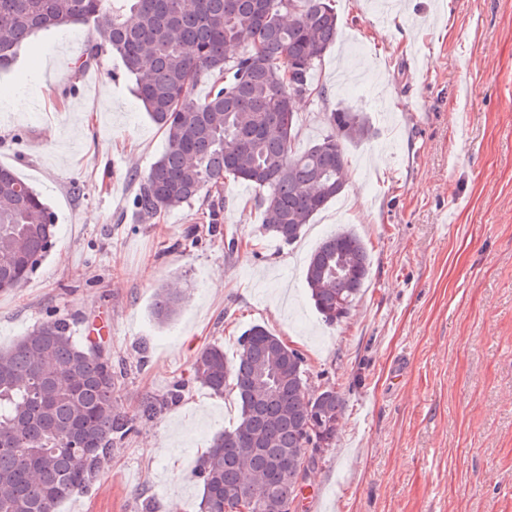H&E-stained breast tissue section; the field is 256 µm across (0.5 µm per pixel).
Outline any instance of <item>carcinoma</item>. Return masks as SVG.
Segmentation results:
<instances>
[{
  "mask_svg": "<svg viewBox=\"0 0 512 512\" xmlns=\"http://www.w3.org/2000/svg\"><path fill=\"white\" fill-rule=\"evenodd\" d=\"M93 24L77 72L104 49L135 77L134 94L163 128L167 146L141 181L133 205L145 219L222 193L231 178L258 189L264 235L291 244L345 189L347 145L373 135L370 119L342 107L330 133L297 151L293 82L313 92L310 72L336 42L329 0H0V68L36 31ZM241 46L236 58L224 53ZM208 97L194 96L198 77ZM55 238L50 206L9 167L0 166V290L23 284ZM371 273L351 229L310 254L306 284L330 325L347 318ZM185 301L179 288L156 293L152 316L170 322ZM236 360L218 346L193 363L194 379L216 394L230 388L240 423L218 435L199 461L202 512H289L307 472L336 440L344 401L333 388L307 389L304 354L256 324L239 339ZM117 371L70 323L48 320L0 351V512H54L86 487L110 456L112 439L133 419L112 406Z\"/></svg>",
  "mask_w": 512,
  "mask_h": 512,
  "instance_id": "carcinoma-1",
  "label": "carcinoma"
}]
</instances>
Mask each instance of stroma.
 <instances>
[{
    "instance_id": "35a3bbf8",
    "label": "stroma",
    "mask_w": 512,
    "mask_h": 512,
    "mask_svg": "<svg viewBox=\"0 0 512 512\" xmlns=\"http://www.w3.org/2000/svg\"><path fill=\"white\" fill-rule=\"evenodd\" d=\"M334 0L338 40L311 74L295 148L329 132L341 107L373 136L348 146L339 222L318 213L301 239L261 236L249 185L226 181L215 224L202 197L147 221L131 201L166 135L135 99L118 55L75 77L96 34L76 24L33 35L0 86V165L46 198L56 241L20 287L0 291V350L63 316L97 337L122 371L114 407L135 422L56 512H201L192 470L240 417L234 394L193 378L205 346L239 353L261 324L307 358L312 392L345 401L336 440L308 473L299 512H512V0ZM372 261L347 319L326 325L307 258L338 228ZM182 288L175 320L151 317L163 285ZM182 396L169 403L174 386Z\"/></svg>"
}]
</instances>
